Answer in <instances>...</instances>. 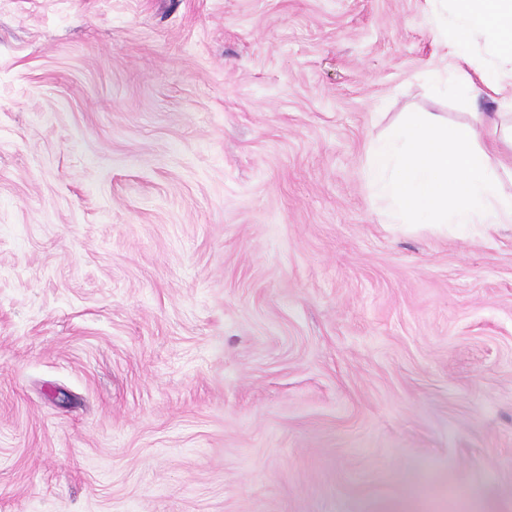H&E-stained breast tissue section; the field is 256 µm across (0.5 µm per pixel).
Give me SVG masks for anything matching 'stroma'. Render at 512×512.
I'll return each mask as SVG.
<instances>
[{
    "label": "stroma",
    "instance_id": "35a3bbf8",
    "mask_svg": "<svg viewBox=\"0 0 512 512\" xmlns=\"http://www.w3.org/2000/svg\"><path fill=\"white\" fill-rule=\"evenodd\" d=\"M426 9L0 0V512H512V224L362 178L498 109Z\"/></svg>",
    "mask_w": 512,
    "mask_h": 512
}]
</instances>
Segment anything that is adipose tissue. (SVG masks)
<instances>
[{
    "label": "adipose tissue",
    "mask_w": 512,
    "mask_h": 512,
    "mask_svg": "<svg viewBox=\"0 0 512 512\" xmlns=\"http://www.w3.org/2000/svg\"><path fill=\"white\" fill-rule=\"evenodd\" d=\"M450 2L451 19L430 18L449 61L431 78L455 88L472 63L473 41H481L488 61L478 77L498 95L499 110L456 127L434 112H407L371 139L362 174L382 224H512L502 160L512 153V0Z\"/></svg>",
    "instance_id": "ef3b65f1"
}]
</instances>
